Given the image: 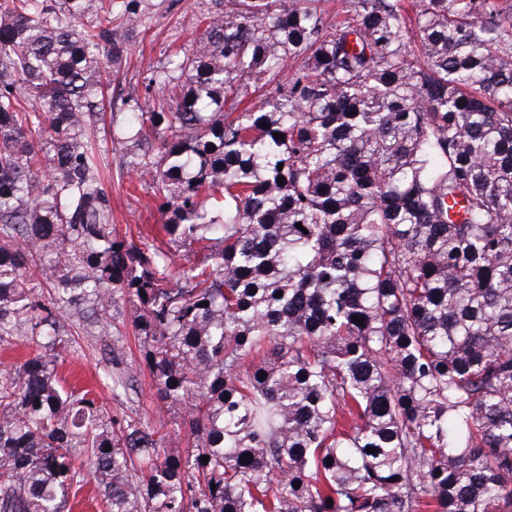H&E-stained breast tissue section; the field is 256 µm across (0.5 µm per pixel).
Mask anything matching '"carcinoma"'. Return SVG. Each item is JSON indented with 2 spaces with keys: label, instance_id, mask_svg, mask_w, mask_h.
I'll return each instance as SVG.
<instances>
[{
  "label": "carcinoma",
  "instance_id": "1",
  "mask_svg": "<svg viewBox=\"0 0 512 512\" xmlns=\"http://www.w3.org/2000/svg\"><path fill=\"white\" fill-rule=\"evenodd\" d=\"M140 6L0 0V344L32 346L0 372V512H71L87 474L105 512H512V4L208 0L110 140L158 244L112 224L90 141ZM118 297L191 448L47 356Z\"/></svg>",
  "mask_w": 512,
  "mask_h": 512
}]
</instances>
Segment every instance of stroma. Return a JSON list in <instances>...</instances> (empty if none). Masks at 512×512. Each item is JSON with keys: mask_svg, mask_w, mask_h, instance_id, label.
<instances>
[{"mask_svg": "<svg viewBox=\"0 0 512 512\" xmlns=\"http://www.w3.org/2000/svg\"><path fill=\"white\" fill-rule=\"evenodd\" d=\"M204 9L205 0H147L141 25L128 43V61L112 79L114 97L143 95L148 67L163 66L170 52L192 45L199 34L196 18ZM97 144L113 223L130 226L148 240L162 238V218L148 187L149 177L132 179L119 169L110 152L109 132H100ZM135 314L131 304L117 301L106 323L90 334L77 336L72 347L63 352L57 372L67 383L90 390L106 417L137 416L164 433L174 430V418L162 410L148 371L140 367L142 347L132 326ZM115 345L123 346L127 360L140 367L134 390L119 397L97 380L109 363L108 350Z\"/></svg>", "mask_w": 512, "mask_h": 512, "instance_id": "1", "label": "stroma"}]
</instances>
